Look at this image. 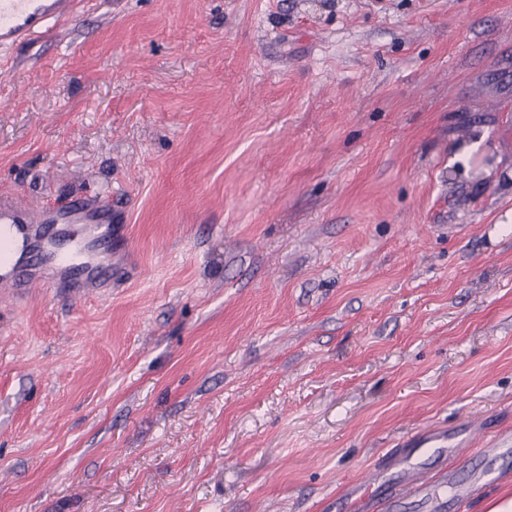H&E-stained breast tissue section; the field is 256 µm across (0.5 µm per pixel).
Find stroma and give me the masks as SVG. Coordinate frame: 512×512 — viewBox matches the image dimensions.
Listing matches in <instances>:
<instances>
[{
  "mask_svg": "<svg viewBox=\"0 0 512 512\" xmlns=\"http://www.w3.org/2000/svg\"><path fill=\"white\" fill-rule=\"evenodd\" d=\"M0 200L108 192L103 288L0 303V512L512 494V0H84L0 48ZM402 452V451H400ZM403 453V452H402ZM397 451L390 454L389 458L394 462L405 464L402 468L403 476L398 483H386L376 481L374 483L356 484L350 488V494L355 497L356 504L362 503L366 511L363 512H394L398 510L405 499L437 500L435 508L444 509L446 502L448 507H454L456 503L465 500L473 485L462 484L456 478L455 471L443 469L434 480L426 477L413 465L405 461L406 454ZM431 482L438 483L432 485ZM444 488L448 493V501H438L436 489Z\"/></svg>",
  "mask_w": 512,
  "mask_h": 512,
  "instance_id": "stroma-1",
  "label": "stroma"
}]
</instances>
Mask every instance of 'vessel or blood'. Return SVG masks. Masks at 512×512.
<instances>
[{
    "mask_svg": "<svg viewBox=\"0 0 512 512\" xmlns=\"http://www.w3.org/2000/svg\"><path fill=\"white\" fill-rule=\"evenodd\" d=\"M80 0H0V45L14 46L52 33L60 20L71 15ZM112 200L99 197L95 212L83 205L68 207L58 217L62 224H82L85 237L73 240L69 249H62L54 236L40 231L42 216L31 214L9 201H0V263L13 251H21L22 260L7 271H0V284L11 288H33L50 285L59 270L85 272L84 287L97 286L103 272L102 265L89 250L93 241L110 242L112 227L101 221V213L111 211ZM392 461L404 466L401 481L357 484L350 492L366 512H398L405 499L431 500L437 488L448 493L449 505L465 500L470 485L460 483L455 472L441 470L436 478H428L415 466L406 464L404 454L391 453Z\"/></svg>",
    "mask_w": 512,
    "mask_h": 512,
    "instance_id": "vessel-or-blood-1",
    "label": "vessel or blood"
}]
</instances>
